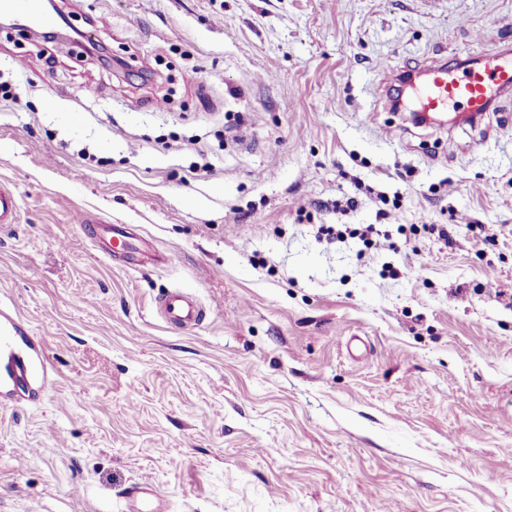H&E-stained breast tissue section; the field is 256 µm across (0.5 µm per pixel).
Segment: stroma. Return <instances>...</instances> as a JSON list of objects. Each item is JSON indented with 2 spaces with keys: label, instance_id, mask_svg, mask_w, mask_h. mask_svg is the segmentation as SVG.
Masks as SVG:
<instances>
[{
  "label": "stroma",
  "instance_id": "35a3bbf8",
  "mask_svg": "<svg viewBox=\"0 0 512 512\" xmlns=\"http://www.w3.org/2000/svg\"><path fill=\"white\" fill-rule=\"evenodd\" d=\"M59 7L50 57L0 30V301L34 362L0 512L140 482L169 512H512V95L460 126L387 106L401 71L512 52V0ZM89 213L163 261L120 267ZM170 288L202 324L157 315ZM20 213L19 198L13 189L5 188L0 183V227L17 224ZM156 308L168 325L179 329L194 328L206 317V308L196 297L174 288L158 296Z\"/></svg>",
  "mask_w": 512,
  "mask_h": 512
}]
</instances>
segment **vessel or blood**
Instances as JSON below:
<instances>
[{"label": "vessel or blood", "instance_id": "1", "mask_svg": "<svg viewBox=\"0 0 512 512\" xmlns=\"http://www.w3.org/2000/svg\"><path fill=\"white\" fill-rule=\"evenodd\" d=\"M0 12L30 20L43 28L55 27L57 16L42 13L34 0H0ZM512 93V55L507 53L490 54L476 66L454 74L447 65L435 63L428 68V80L418 94L421 111L440 112L449 103L462 104L468 113L483 115L500 97ZM19 198L14 190L0 184V224H14L19 219ZM113 238L106 255L122 258L128 267L139 263V249L128 236L121 224L110 225ZM156 308L164 321L175 328L189 329L203 322L205 306L194 296L177 289H168L156 300ZM162 495L151 485L132 487L127 497L126 512H165Z\"/></svg>", "mask_w": 512, "mask_h": 512}]
</instances>
